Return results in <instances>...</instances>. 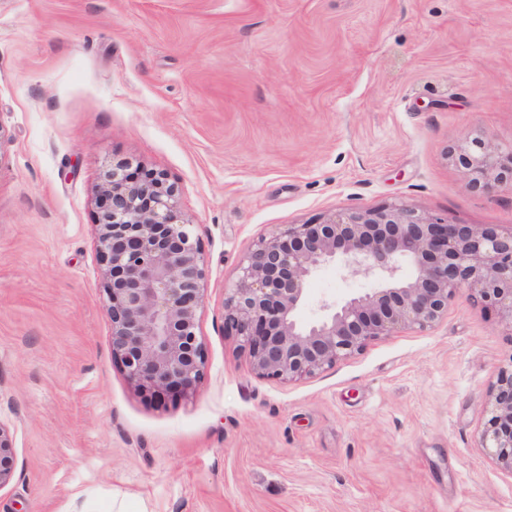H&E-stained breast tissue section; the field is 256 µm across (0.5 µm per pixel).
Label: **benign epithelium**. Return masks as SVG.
Masks as SVG:
<instances>
[{
	"instance_id": "benign-epithelium-1",
	"label": "benign epithelium",
	"mask_w": 512,
	"mask_h": 512,
	"mask_svg": "<svg viewBox=\"0 0 512 512\" xmlns=\"http://www.w3.org/2000/svg\"><path fill=\"white\" fill-rule=\"evenodd\" d=\"M456 162L468 185L512 188V148L474 138ZM92 235L102 262L112 325V355L138 389L187 393L201 382L206 350L198 331L206 262L167 176L118 161L95 195ZM334 264L371 287L325 302L311 321L296 318L309 279ZM465 294L512 329V227L450 224L407 205L334 212L263 235L225 289L224 328L247 353L252 371L293 382L318 374L369 343L427 330ZM489 418L479 445L512 474V362L488 391ZM14 432L0 421V489L14 477Z\"/></svg>"
}]
</instances>
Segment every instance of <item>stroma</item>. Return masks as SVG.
<instances>
[{
    "mask_svg": "<svg viewBox=\"0 0 512 512\" xmlns=\"http://www.w3.org/2000/svg\"><path fill=\"white\" fill-rule=\"evenodd\" d=\"M0 512H512L478 434L512 331L466 295L431 329L291 383L224 327L248 248L398 202L512 225L454 150L512 146V0H0ZM165 172L207 263L204 377L136 389L92 226L111 162ZM331 266L298 319L366 288ZM13 448L14 432L9 424L0 421V489L14 477L16 463Z\"/></svg>",
    "mask_w": 512,
    "mask_h": 512,
    "instance_id": "obj_1",
    "label": "stroma"
}]
</instances>
